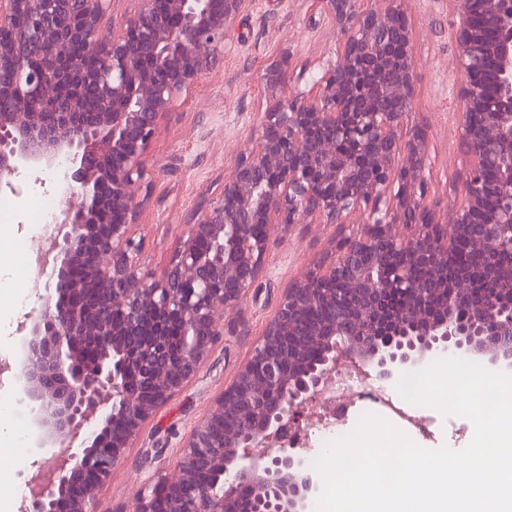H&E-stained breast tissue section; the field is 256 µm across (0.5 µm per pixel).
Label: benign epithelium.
I'll list each match as a JSON object with an SVG mask.
<instances>
[{"mask_svg":"<svg viewBox=\"0 0 512 512\" xmlns=\"http://www.w3.org/2000/svg\"><path fill=\"white\" fill-rule=\"evenodd\" d=\"M131 2L114 31L113 0H0V185L62 168L69 191L42 247L45 303L22 327V392L50 449L24 510L96 512L115 464L232 329L224 315L257 287L275 228L349 224L284 289L175 472L114 510L306 512L315 485L288 434L342 369L387 381L429 353L512 367V0H448L459 200L430 198L426 133L410 124L411 0H312L306 25H330L334 50L265 67L254 133L154 277L133 230L152 143L235 50L249 0Z\"/></svg>","mask_w":512,"mask_h":512,"instance_id":"7a95c632","label":"benign epithelium"}]
</instances>
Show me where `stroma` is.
Masks as SVG:
<instances>
[{"label": "stroma", "mask_w": 512, "mask_h": 512, "mask_svg": "<svg viewBox=\"0 0 512 512\" xmlns=\"http://www.w3.org/2000/svg\"><path fill=\"white\" fill-rule=\"evenodd\" d=\"M311 9V0H250L234 25L239 39L235 54L219 60L201 86L161 126L150 151L152 178L142 190L135 227L146 241L140 260L142 275L160 274L195 210L219 195L225 172L244 148L265 106L259 80L264 66L286 50L301 65L330 49L335 35L329 27L313 31L305 26ZM410 13L418 72L411 120L427 129L432 196L449 203L461 194L457 117L462 102L453 71L455 47L448 0H413ZM12 184L14 189L8 194L12 221L0 224V235L12 245L0 251V261L13 265L14 275L0 283V311L15 312L14 301L21 295L28 305L24 312L15 313L10 332L0 339V400L11 411L10 426L16 433L15 438L0 441V454L13 461L12 466L0 467V512H21L17 482L31 478L33 462L44 455L17 374L23 359L20 327L41 309L45 278L38 265H25L19 257L39 246L33 213L58 201L57 177L52 172L28 171L14 177ZM337 231L334 224H297L276 231L256 298L248 299L231 316L235 333L226 335L213 349L198 379L158 412L125 458L115 464L110 484L98 494V512H114L117 506L130 504L153 474L173 471L180 443L232 381L273 318L284 288L330 253ZM417 414L421 428L397 417L392 423L423 448L449 443L463 448L473 438L474 425L468 418L445 416L426 406L418 407Z\"/></svg>", "instance_id": "obj_1"}]
</instances>
